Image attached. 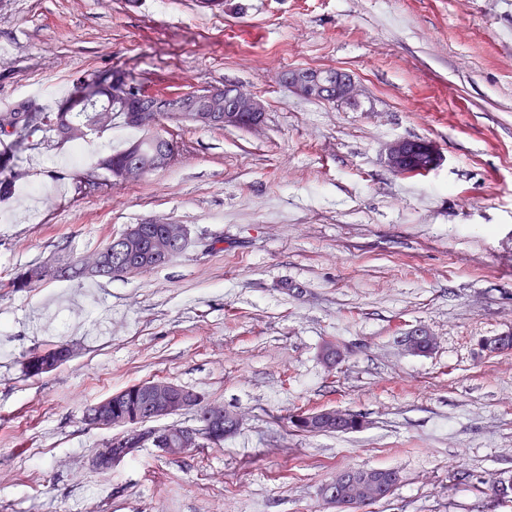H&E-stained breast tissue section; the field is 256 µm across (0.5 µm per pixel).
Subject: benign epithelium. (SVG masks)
I'll return each instance as SVG.
<instances>
[{"mask_svg":"<svg viewBox=\"0 0 512 512\" xmlns=\"http://www.w3.org/2000/svg\"><path fill=\"white\" fill-rule=\"evenodd\" d=\"M333 81L322 79L319 70H291L282 76L283 83L291 90L300 92L308 91L319 99L336 104L359 103V88L354 77L342 69H334ZM201 101L209 104L214 102L224 103V108H199L193 116L197 123L203 125L241 126L245 129L258 125L265 112L263 101L251 94H247L233 85H226L220 89L197 95ZM187 97L184 95H148L138 94L129 88L126 83L115 82L112 88V111L122 112L128 123L138 127L143 136L153 137L160 117H181L184 115ZM418 150V143L409 139H395L387 147L386 165L398 173L403 167L405 159ZM177 157L173 144L166 147L155 156L154 166L158 169H166L171 166ZM143 177V170L138 164H128L120 170L116 181L125 184L138 182ZM189 237L188 229L168 226L164 233L166 244L154 249V256L165 260L171 254L169 245L183 244ZM407 348L415 354H421L426 349H433V338L422 330H415L403 337ZM146 397L147 412L142 417V422L130 424L125 420L116 419L109 421L112 399L105 398L93 403L98 410L100 428H120L121 447L107 452H97L92 457V465L100 470H109L127 458L135 455L137 449L128 447L130 442H135L139 437L150 436L154 444L161 447L165 455L172 449L163 447L165 433L157 427L153 430L145 428V424L159 421L187 410V405L194 400L195 392L185 386L169 381L154 382L143 386ZM301 420H309L314 424H329L338 430L347 429L350 419H355L357 426L364 425L363 417L346 411L335 409H322L313 412L298 414ZM224 423L225 430H233L239 426V418L224 410L222 407H212L205 418L198 421L194 427H186L180 434V451L186 453L193 449L202 437L215 434L214 423ZM394 476L384 469H348L336 474V478L325 489V498L332 505H338L351 512L356 507L371 499H381L388 496L393 485Z\"/></svg>","mask_w":512,"mask_h":512,"instance_id":"obj_1","label":"benign epithelium"}]
</instances>
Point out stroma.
Listing matches in <instances>:
<instances>
[{"instance_id": "1", "label": "stroma", "mask_w": 512, "mask_h": 512, "mask_svg": "<svg viewBox=\"0 0 512 512\" xmlns=\"http://www.w3.org/2000/svg\"><path fill=\"white\" fill-rule=\"evenodd\" d=\"M0 112L47 111L98 71L151 93L235 84L266 104L253 129L163 122L171 167L118 185L77 178L72 147H16L0 198V512H336V472L398 471L359 512H512V0H0ZM340 68L359 107L279 80ZM397 138L441 162L396 174ZM184 224L156 269L7 288L18 269L102 249L129 225ZM433 336L409 352L402 336ZM74 357L24 377L29 350ZM342 353L321 356L325 344ZM163 378L242 423L183 457L146 446L102 473L112 429L85 406ZM356 412L303 434V409ZM418 150V143L409 139H395L387 147L386 165L395 172L399 173L403 167L405 159Z\"/></svg>"}]
</instances>
